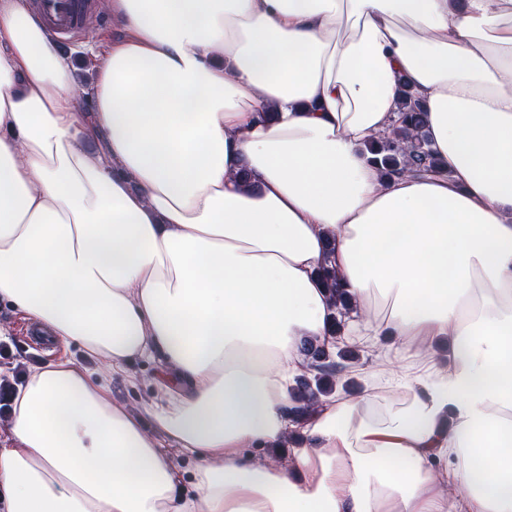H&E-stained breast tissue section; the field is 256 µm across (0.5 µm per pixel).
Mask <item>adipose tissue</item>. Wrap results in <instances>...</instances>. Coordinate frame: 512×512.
Wrapping results in <instances>:
<instances>
[{"label":"adipose tissue","mask_w":512,"mask_h":512,"mask_svg":"<svg viewBox=\"0 0 512 512\" xmlns=\"http://www.w3.org/2000/svg\"><path fill=\"white\" fill-rule=\"evenodd\" d=\"M99 7L122 35L86 114L0 0V305L67 350L11 394L0 512H512V0ZM402 80L440 173L365 153ZM344 335L396 339L405 400L293 417L303 341ZM319 275L323 279V281L329 286L332 296L334 298V305L336 307L337 313L340 316V319L337 318L336 314L332 316L331 319V327L335 334H339L342 331L344 326V317L350 311L353 310L352 299L351 296L343 289L336 288V279L332 270L328 267H322L319 270Z\"/></svg>","instance_id":"obj_1"}]
</instances>
